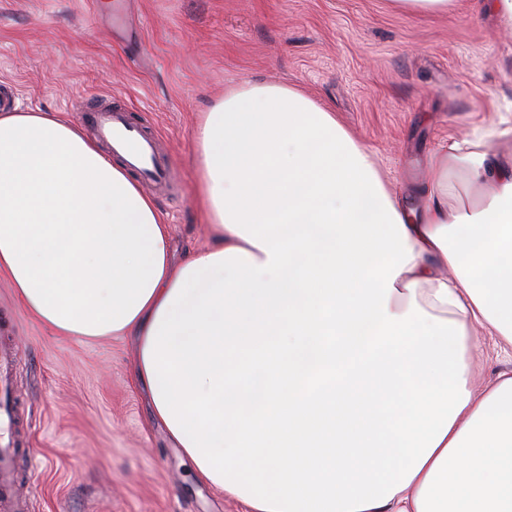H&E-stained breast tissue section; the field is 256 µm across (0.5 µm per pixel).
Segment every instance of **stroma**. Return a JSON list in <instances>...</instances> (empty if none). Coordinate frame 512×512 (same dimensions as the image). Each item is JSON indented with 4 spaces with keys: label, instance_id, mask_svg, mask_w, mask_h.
<instances>
[{
    "label": "stroma",
    "instance_id": "35a3bbf8",
    "mask_svg": "<svg viewBox=\"0 0 512 512\" xmlns=\"http://www.w3.org/2000/svg\"><path fill=\"white\" fill-rule=\"evenodd\" d=\"M283 83L334 112L392 186L410 190L448 139L512 127V36L483 0L413 14L392 0H0L9 109L80 121L94 96L132 112L180 186L144 185L181 261L212 241L197 200L196 130L225 91ZM38 466L36 512H240L203 481L135 376L129 336L73 340L25 314L0 278Z\"/></svg>",
    "mask_w": 512,
    "mask_h": 512
}]
</instances>
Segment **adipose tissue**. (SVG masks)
<instances>
[{"label": "adipose tissue", "mask_w": 512, "mask_h": 512, "mask_svg": "<svg viewBox=\"0 0 512 512\" xmlns=\"http://www.w3.org/2000/svg\"><path fill=\"white\" fill-rule=\"evenodd\" d=\"M213 247L71 121L0 113V276L66 336H132L152 416L244 512H512V163L449 140L408 193L284 84L197 136ZM474 195L452 200L454 181ZM480 342L486 356V361L483 364L484 374L486 377L494 378L498 372L512 369V359L510 355H496L492 352L490 340L487 336L482 337Z\"/></svg>", "instance_id": "1"}]
</instances>
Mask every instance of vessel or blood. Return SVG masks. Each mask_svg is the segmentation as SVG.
I'll use <instances>...</instances> for the list:
<instances>
[{"mask_svg": "<svg viewBox=\"0 0 512 512\" xmlns=\"http://www.w3.org/2000/svg\"><path fill=\"white\" fill-rule=\"evenodd\" d=\"M82 119L114 154L123 156L129 170L156 185L173 188L171 170L158 156L153 140L122 108L91 107L83 111ZM17 352L13 337L0 338V512H30L28 495L14 475L15 461L22 453L15 438L19 414L12 391Z\"/></svg>", "mask_w": 512, "mask_h": 512, "instance_id": "obj_1", "label": "vessel or blood"}]
</instances>
